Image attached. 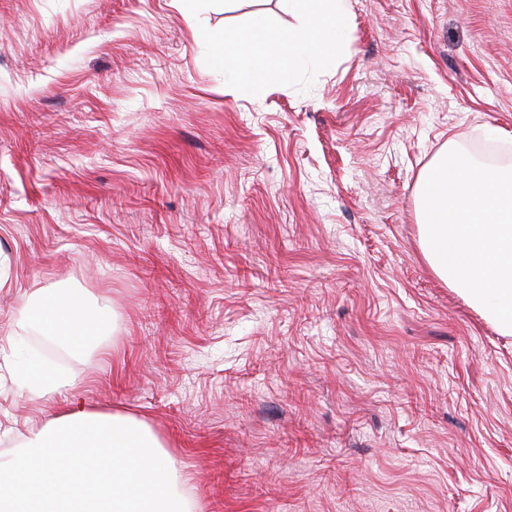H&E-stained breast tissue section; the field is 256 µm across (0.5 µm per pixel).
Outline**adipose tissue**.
<instances>
[{
	"label": "adipose tissue",
	"mask_w": 512,
	"mask_h": 512,
	"mask_svg": "<svg viewBox=\"0 0 512 512\" xmlns=\"http://www.w3.org/2000/svg\"><path fill=\"white\" fill-rule=\"evenodd\" d=\"M39 310L45 329L73 351H83L96 333L84 304L75 302L73 296L48 295L41 301Z\"/></svg>",
	"instance_id": "adipose-tissue-1"
}]
</instances>
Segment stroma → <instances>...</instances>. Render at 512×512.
I'll return each instance as SVG.
<instances>
[{"instance_id":"stroma-1","label":"stroma","mask_w":512,"mask_h":512,"mask_svg":"<svg viewBox=\"0 0 512 512\" xmlns=\"http://www.w3.org/2000/svg\"><path fill=\"white\" fill-rule=\"evenodd\" d=\"M344 52L251 96L237 0H0V452L33 411L145 423L199 512H512V336L430 267L418 186L512 148V0H346ZM79 294L73 352L20 310ZM78 387L79 382L75 378H51L37 386H27V400L41 402L56 397L67 399Z\"/></svg>"}]
</instances>
